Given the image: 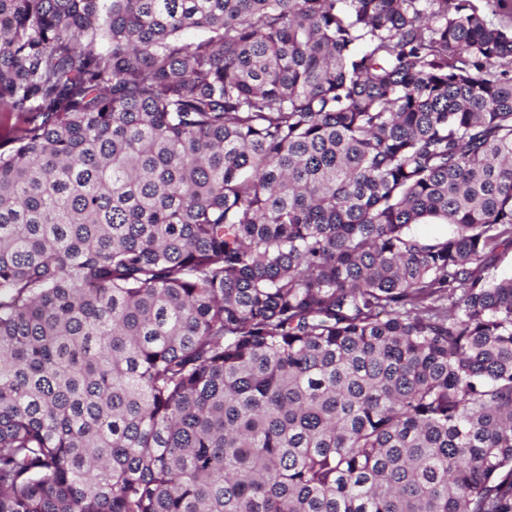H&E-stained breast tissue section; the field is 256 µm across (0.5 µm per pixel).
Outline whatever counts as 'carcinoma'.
Listing matches in <instances>:
<instances>
[{"label": "carcinoma", "instance_id": "1", "mask_svg": "<svg viewBox=\"0 0 512 512\" xmlns=\"http://www.w3.org/2000/svg\"><path fill=\"white\" fill-rule=\"evenodd\" d=\"M0 112V512H512L511 25L0 0Z\"/></svg>", "mask_w": 512, "mask_h": 512}]
</instances>
